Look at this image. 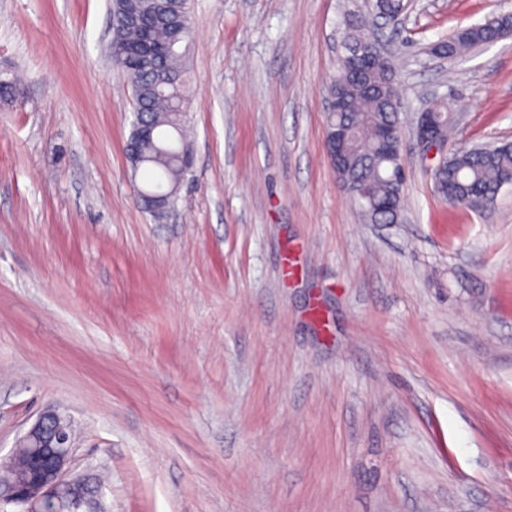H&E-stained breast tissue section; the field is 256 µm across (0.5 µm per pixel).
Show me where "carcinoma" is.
I'll list each match as a JSON object with an SVG mask.
<instances>
[{"instance_id": "1", "label": "carcinoma", "mask_w": 512, "mask_h": 512, "mask_svg": "<svg viewBox=\"0 0 512 512\" xmlns=\"http://www.w3.org/2000/svg\"><path fill=\"white\" fill-rule=\"evenodd\" d=\"M182 7L177 0H113V35L111 53L114 63L132 75L143 87L152 86L159 73L174 77L177 94L161 90L148 93L134 102V122L154 127L152 141L139 149L145 161L140 170L146 174L145 186L162 189L177 201L176 190L191 175L183 168L180 151L173 143L187 140V59L192 41L191 26L178 38L158 22L159 12ZM501 19L470 25L440 43L441 55L454 58L466 50L489 43L490 33ZM344 53L371 39L368 16L349 14L345 19ZM391 62L374 60L368 74L348 84L344 94L349 106L344 111L327 113V125L350 131L336 170L344 193L354 209L373 224H393L396 213L386 207L395 195L394 185L386 174L392 161L384 153L378 132L400 122L402 106L392 105L378 94L376 87L395 84ZM21 94L18 84L0 77V101H16ZM440 199L478 213L495 209L497 197L505 186L512 185V145L477 146L452 150L448 167L432 179Z\"/></svg>"}]
</instances>
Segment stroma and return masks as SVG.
I'll list each match as a JSON object with an SVG mask.
<instances>
[{"mask_svg":"<svg viewBox=\"0 0 512 512\" xmlns=\"http://www.w3.org/2000/svg\"><path fill=\"white\" fill-rule=\"evenodd\" d=\"M192 0L190 181L157 222L125 154L111 0H0V462L70 419L109 512H512V187L439 199L417 112L454 149L512 142V0H412L395 52L402 221L365 223L327 157L346 6ZM502 20L503 18H497L458 30L447 41L439 43L442 51L440 56L454 58L472 47L490 44V33L500 26Z\"/></svg>","mask_w":512,"mask_h":512,"instance_id":"1","label":"stroma"}]
</instances>
